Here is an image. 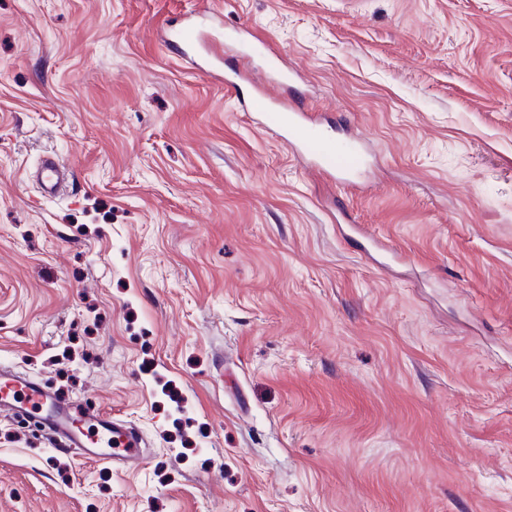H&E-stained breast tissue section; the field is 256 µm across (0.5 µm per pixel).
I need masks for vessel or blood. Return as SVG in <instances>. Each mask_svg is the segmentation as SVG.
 Listing matches in <instances>:
<instances>
[{"label":"vessel or blood","instance_id":"b4317fda","mask_svg":"<svg viewBox=\"0 0 512 512\" xmlns=\"http://www.w3.org/2000/svg\"><path fill=\"white\" fill-rule=\"evenodd\" d=\"M169 45L195 56L199 74L221 77L230 91L242 88L238 71L222 67V58L213 50L215 35L210 24L201 20L168 29ZM273 83L286 87L288 101L271 97L264 85L251 87L253 107L259 123L292 148L305 150L316 165L348 182L360 176L365 164L361 139H333L326 128L297 106L302 90L297 77L285 69L270 66ZM70 169L57 157H45L38 170L44 194L58 193L70 176ZM0 411L34 420L41 432L63 439L69 451L80 458L130 467L143 460L141 435L132 426L101 415L27 376L0 368Z\"/></svg>","mask_w":512,"mask_h":512}]
</instances>
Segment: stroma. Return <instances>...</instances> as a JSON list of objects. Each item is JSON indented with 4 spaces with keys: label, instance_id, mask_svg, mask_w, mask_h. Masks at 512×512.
Listing matches in <instances>:
<instances>
[{
    "label": "stroma",
    "instance_id": "35a3bbf8",
    "mask_svg": "<svg viewBox=\"0 0 512 512\" xmlns=\"http://www.w3.org/2000/svg\"><path fill=\"white\" fill-rule=\"evenodd\" d=\"M199 8L361 189L165 43ZM0 364L145 443L0 416V512H512V0H0ZM225 35L228 38L237 39L238 41H240L243 44V51L248 56L265 58L266 44L262 40L256 39L254 41V40L244 38L245 35H249V36L252 35L251 31L249 30L248 27H246V26L236 27V28L232 29L230 32L225 31ZM269 73L272 83L283 87L288 86V95L293 102L296 103V99L301 100L303 94L300 87V82L297 77L292 76L288 69H281L270 63ZM249 89L253 107L260 112L259 124L265 130L276 134L287 146L308 152L318 167L336 174L341 182H350L363 173L365 156L360 138L336 141L298 104L291 106L271 97L264 84ZM70 175V169L57 157L47 156L41 162L37 177L42 192L46 195H55Z\"/></svg>",
    "mask_w": 512,
    "mask_h": 512
}]
</instances>
